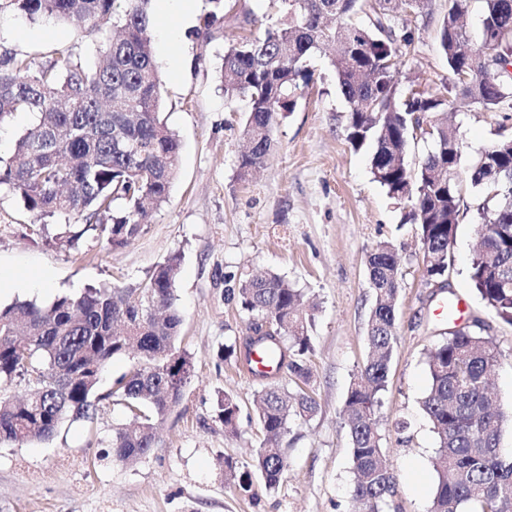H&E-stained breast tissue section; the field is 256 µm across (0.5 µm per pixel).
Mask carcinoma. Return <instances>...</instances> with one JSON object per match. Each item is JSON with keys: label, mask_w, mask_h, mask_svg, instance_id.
Segmentation results:
<instances>
[{"label": "carcinoma", "mask_w": 512, "mask_h": 512, "mask_svg": "<svg viewBox=\"0 0 512 512\" xmlns=\"http://www.w3.org/2000/svg\"><path fill=\"white\" fill-rule=\"evenodd\" d=\"M284 18L264 36L224 49L220 82L230 102L249 99L244 117L248 146L238 170L247 178L264 162L278 118L293 112L299 91L313 81L310 59L328 55L336 85L348 104L346 139L355 148L370 142V172L397 201L411 204L424 249V278L448 272L462 182L483 198L478 205L480 247L470 267L472 284L486 306L512 325V140L493 143L461 177L463 144L458 130L440 116L444 100L416 89L403 91L396 79L400 58L414 41L394 24L401 14H422L431 0H282ZM473 0H448L439 45L452 89L475 108L492 111L512 101V0H480L481 39L470 45L463 24ZM210 9L196 36H212L233 0H208ZM370 18L352 21L358 6ZM31 21L52 18L69 24L112 28L103 58L75 62L64 51L43 68L14 52L0 54V122L16 112L35 115L19 138L14 160L0 167L8 184L39 220L62 218L55 243L74 248L84 236L112 247L134 240L148 223L150 208L168 200L178 172L180 141L160 119L161 76L152 54L151 0H0ZM431 137L433 148L417 167L407 164L411 139ZM82 221L73 230L71 218ZM375 290L368 319L367 359L344 401L342 420L351 445V497L364 512H387L396 480L386 464L375 406L388 380L397 335L395 300L400 268L394 245L380 244L366 261ZM178 263L157 265L140 284L137 299L125 288H88L63 294L47 305L15 301L0 306V382L19 378L27 393L0 397V441L50 438L65 419L92 421L98 403L122 406L135 425L112 435V456L130 463L152 448L155 430L178 405L192 362L179 344L182 317L176 306ZM229 294L247 318V330L270 332L224 345L219 359L244 366L259 346L307 381L309 328L315 307L300 289L278 274H245ZM136 348L141 362L97 393L102 373L116 356ZM500 351L488 338L459 328L427 352L429 386L422 409L438 439L430 512H512V452L501 447L504 414L489 378ZM264 439L250 463L224 462L225 482L243 496L254 479L275 490L287 468L279 442L292 425L311 418L317 401L295 393L272 376L256 393ZM224 429L234 433L240 407L229 395L217 399Z\"/></svg>", "instance_id": "1"}]
</instances>
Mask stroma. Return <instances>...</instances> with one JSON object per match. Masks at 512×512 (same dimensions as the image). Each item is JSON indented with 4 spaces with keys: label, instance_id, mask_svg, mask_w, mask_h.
Instances as JSON below:
<instances>
[{
    "label": "stroma",
    "instance_id": "35a3bbf8",
    "mask_svg": "<svg viewBox=\"0 0 512 512\" xmlns=\"http://www.w3.org/2000/svg\"><path fill=\"white\" fill-rule=\"evenodd\" d=\"M448 0L406 20L414 34L399 83L446 98L448 118L464 143L468 171L492 143L512 138V109L484 112L449 91L439 46ZM283 15L281 0H237L233 15L210 40L189 37L179 17L174 38L151 29L162 76L161 117L181 142L180 169L166 203L128 245L112 248L85 238L79 250L37 241L21 198L0 185V280L33 273L46 277L33 299L48 305L65 293L119 285L138 287L156 265L180 263L176 304L182 345L193 374L182 401L164 419L151 450L136 462L112 456L114 431L129 423L122 407L100 403L93 421L63 422L44 442L0 443V512H355L350 443L341 409L367 355L366 326L373 302L366 259L393 243L401 268L397 334L388 383L375 417L396 477L391 512H428L438 447L421 406L429 384L425 353L455 326L480 323L501 352L493 383L512 413V325L485 305L470 280L477 247V207L464 191L448 250L447 293L423 276L424 254L407 202L391 199L370 173L371 145L346 139L348 105L336 90L327 58L314 61L315 82L291 114L274 126L272 147L253 177L238 176L244 145L243 100L226 102L219 88L224 45L232 37H260ZM109 40L89 37L54 20L37 23L0 14V51L48 66L58 52L93 63ZM272 271L301 288L317 305L310 331L308 391L316 413L283 441L286 474L272 492L256 485L243 496L224 479V460L246 464L262 440L254 398L261 382L235 360H218L221 345L247 333L227 288L243 271ZM461 297L462 313L448 321L438 309L445 295ZM239 404L237 434L225 432L216 402Z\"/></svg>",
    "mask_w": 512,
    "mask_h": 512
}]
</instances>
